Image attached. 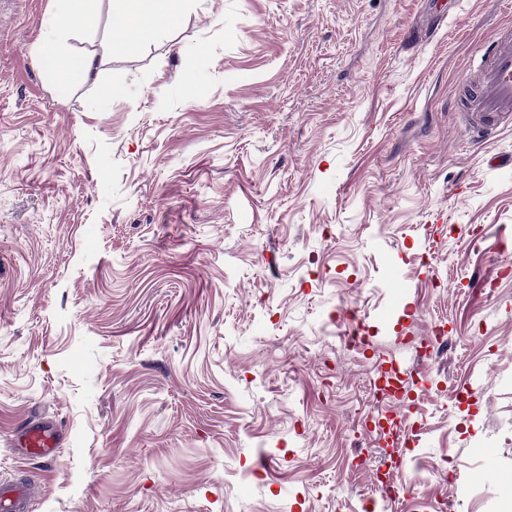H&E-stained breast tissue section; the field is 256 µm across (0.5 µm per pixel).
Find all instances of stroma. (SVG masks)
Returning a JSON list of instances; mask_svg holds the SVG:
<instances>
[{
  "instance_id": "1",
  "label": "stroma",
  "mask_w": 512,
  "mask_h": 512,
  "mask_svg": "<svg viewBox=\"0 0 512 512\" xmlns=\"http://www.w3.org/2000/svg\"><path fill=\"white\" fill-rule=\"evenodd\" d=\"M442 2L189 0L116 52L90 0L61 100L53 0H0V482L43 485L30 512H363L395 453L393 512H512V124L461 110L512 0ZM385 373L413 450L354 420ZM42 420L53 461L13 445ZM56 11L48 21L51 36L39 45L36 58L55 73L54 90L59 97L69 93L77 84L87 82L99 62L93 54L71 57L64 65L57 61V45L52 33L58 29H82L89 24V14L82 0H55Z\"/></svg>"
}]
</instances>
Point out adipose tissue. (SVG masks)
I'll return each instance as SVG.
<instances>
[{
	"label": "adipose tissue",
	"mask_w": 512,
	"mask_h": 512,
	"mask_svg": "<svg viewBox=\"0 0 512 512\" xmlns=\"http://www.w3.org/2000/svg\"><path fill=\"white\" fill-rule=\"evenodd\" d=\"M182 0H122L125 16L134 18L135 24L128 29L114 31L112 47L123 50L135 43L148 41L157 28L174 26L181 17ZM36 58L55 74L54 90L65 96L77 84L87 82L97 71L99 63L95 55L71 57L66 63L57 61V45L54 39H46L35 51Z\"/></svg>",
	"instance_id": "obj_1"
}]
</instances>
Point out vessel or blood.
<instances>
[{"instance_id": "b4317fda", "label": "vessel or blood", "mask_w": 512, "mask_h": 512, "mask_svg": "<svg viewBox=\"0 0 512 512\" xmlns=\"http://www.w3.org/2000/svg\"><path fill=\"white\" fill-rule=\"evenodd\" d=\"M468 108V132H488L512 123V33L487 47L486 57L474 77ZM61 444L56 428L34 426L25 432L20 446L26 455L54 459ZM39 493V487L26 484L10 494H0V512H22L26 503Z\"/></svg>"}]
</instances>
